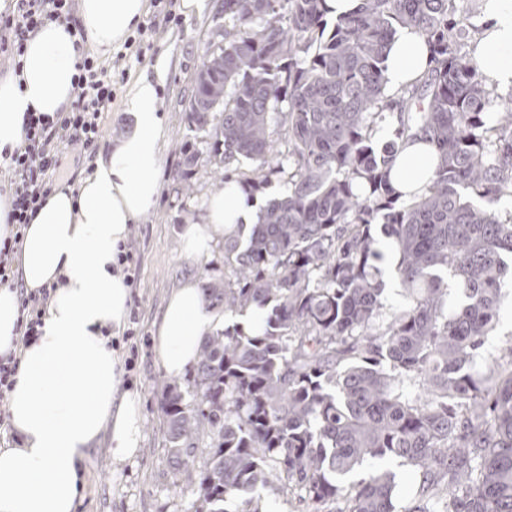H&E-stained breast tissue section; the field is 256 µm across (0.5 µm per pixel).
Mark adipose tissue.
I'll list each match as a JSON object with an SVG mask.
<instances>
[{"label":"adipose tissue","instance_id":"1","mask_svg":"<svg viewBox=\"0 0 512 512\" xmlns=\"http://www.w3.org/2000/svg\"><path fill=\"white\" fill-rule=\"evenodd\" d=\"M144 0H81L79 19L88 46L107 53L140 19ZM474 58L489 87H512V0H486ZM79 52L65 25L49 23L29 38L16 76L0 79V151L23 136L28 112H65L75 97L72 77ZM423 39L399 29L386 61V92L395 94L429 66ZM135 129L93 161L78 190L56 188L28 225L16 267L25 288L56 284L41 336L21 354L10 393L17 445L0 448V512H75L87 450L109 432L112 453L130 457L142 441L136 394L119 393L113 329L128 311L129 290L112 271L113 253L129 226L157 195L162 120L157 87L140 76L128 90ZM432 162L427 147L406 146L392 173L411 191ZM258 201L236 181L225 182L207 203L202 223L183 231L184 250L200 255L212 241L254 223ZM224 316L208 308L194 281L170 295L156 326V353L165 371L180 375L193 364L203 333Z\"/></svg>","mask_w":512,"mask_h":512}]
</instances>
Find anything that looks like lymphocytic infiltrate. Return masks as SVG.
Instances as JSON below:
<instances>
[{
  "label": "lymphocytic infiltrate",
  "instance_id": "f902f5d3",
  "mask_svg": "<svg viewBox=\"0 0 512 512\" xmlns=\"http://www.w3.org/2000/svg\"><path fill=\"white\" fill-rule=\"evenodd\" d=\"M178 0H151V17L140 23L124 42L114 63L103 64L84 54L76 66L75 99L66 112H28L24 115V138L13 151L0 155L12 173L8 215L11 230L0 236V286H13L12 261L23 243L24 230L42 208L57 181L63 156L70 151H93L101 134L103 112L109 111L117 96V87L126 71L121 63L128 53L144 57L151 50V37L158 22L176 24ZM78 0H15L12 11L0 12V60L20 68L30 35L48 22L71 24L78 43H85L86 32L77 23ZM56 291L55 286L36 290L21 289L17 346L27 347L40 336L43 315Z\"/></svg>",
  "mask_w": 512,
  "mask_h": 512
}]
</instances>
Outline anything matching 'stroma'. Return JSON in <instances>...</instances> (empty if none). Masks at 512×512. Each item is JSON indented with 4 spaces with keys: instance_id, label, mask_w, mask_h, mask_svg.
Here are the masks:
<instances>
[{
    "instance_id": "obj_1",
    "label": "stroma",
    "mask_w": 512,
    "mask_h": 512,
    "mask_svg": "<svg viewBox=\"0 0 512 512\" xmlns=\"http://www.w3.org/2000/svg\"><path fill=\"white\" fill-rule=\"evenodd\" d=\"M221 0H203L193 14H182L181 23L160 29L155 49L145 61L130 62V78L148 74L158 82L157 110L163 119L160 165L155 173L159 193L153 205L129 227L138 259L139 286L128 301L139 315V346L133 392L139 397L142 441L134 456L113 457L107 437L88 449L83 465L84 488L76 512H194L191 498L175 491L177 475L172 465L159 409L160 390L168 375L155 350L156 325L170 294L189 280H200L202 268L222 258L218 245L201 256L191 257L182 247L184 209L203 217L207 201L216 190L210 178L209 152L202 133L190 128L183 112L200 64L203 45L217 39L224 23ZM99 150L106 151L135 127L126 91H119L111 110L102 118ZM197 155L192 174H185V153ZM195 188L192 197L178 194L181 179Z\"/></svg>"
}]
</instances>
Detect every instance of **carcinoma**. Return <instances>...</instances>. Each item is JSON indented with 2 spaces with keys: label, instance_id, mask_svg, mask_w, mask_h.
<instances>
[{
  "label": "carcinoma",
  "instance_id": "carcinoma-1",
  "mask_svg": "<svg viewBox=\"0 0 512 512\" xmlns=\"http://www.w3.org/2000/svg\"><path fill=\"white\" fill-rule=\"evenodd\" d=\"M456 2L359 0L329 30L325 0H223L186 119L214 180L285 191L224 237L223 274L204 266L208 306L261 322L205 333L187 388L162 385L194 512H259L276 480L308 512H512V346L472 371L512 287V211L490 208L512 200V93L485 84ZM401 28L432 59L392 98ZM418 143L433 167L407 196L391 171ZM377 224L403 288L389 307ZM392 458L417 483L401 511Z\"/></svg>",
  "mask_w": 512,
  "mask_h": 512
}]
</instances>
